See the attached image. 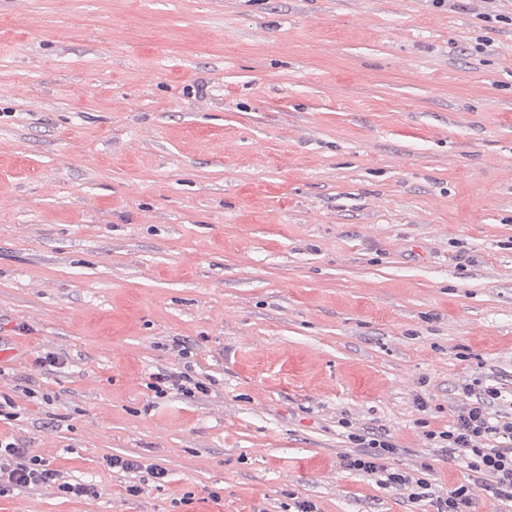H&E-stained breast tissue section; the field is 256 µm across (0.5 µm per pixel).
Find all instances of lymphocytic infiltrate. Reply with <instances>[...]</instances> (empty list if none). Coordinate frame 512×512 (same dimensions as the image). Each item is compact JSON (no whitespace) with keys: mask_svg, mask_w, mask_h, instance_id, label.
<instances>
[{"mask_svg":"<svg viewBox=\"0 0 512 512\" xmlns=\"http://www.w3.org/2000/svg\"><path fill=\"white\" fill-rule=\"evenodd\" d=\"M467 403L459 408L448 430L432 434L438 448L465 464L463 480L435 494L422 477L389 467L396 446L382 435L356 436L358 451L344 456V468L375 480L384 488L407 491L416 501L434 500L436 512H468L469 487L484 481L495 499L512 503V389L495 381H474L464 385ZM59 481L56 471L30 456L19 443L0 440V482L26 487Z\"/></svg>","mask_w":512,"mask_h":512,"instance_id":"obj_1","label":"lymphocytic infiltrate"}]
</instances>
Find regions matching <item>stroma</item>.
<instances>
[{
    "label": "stroma",
    "mask_w": 512,
    "mask_h": 512,
    "mask_svg": "<svg viewBox=\"0 0 512 512\" xmlns=\"http://www.w3.org/2000/svg\"><path fill=\"white\" fill-rule=\"evenodd\" d=\"M186 369L207 394L147 387ZM485 377L512 387V0H0V436L90 489L0 512H434L349 435L449 487L426 434ZM368 435L370 436L352 434L357 445L355 448L359 449L356 454L343 456V467L368 476L380 487L406 490L413 500L433 501L435 491L426 478H415L412 474L387 464V460L393 459L400 448H396L382 434L372 432Z\"/></svg>",
    "instance_id": "1"
}]
</instances>
